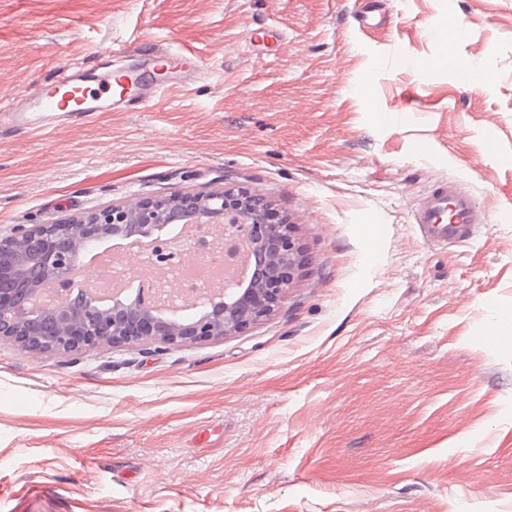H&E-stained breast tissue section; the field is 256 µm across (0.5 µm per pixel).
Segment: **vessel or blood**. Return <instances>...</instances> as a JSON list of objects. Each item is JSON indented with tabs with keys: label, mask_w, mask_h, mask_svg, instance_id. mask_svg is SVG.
<instances>
[{
	"label": "vessel or blood",
	"mask_w": 512,
	"mask_h": 512,
	"mask_svg": "<svg viewBox=\"0 0 512 512\" xmlns=\"http://www.w3.org/2000/svg\"><path fill=\"white\" fill-rule=\"evenodd\" d=\"M148 65L190 75L203 69L204 60L196 52L186 50L157 61L149 60ZM132 79V74L126 71L113 73L112 52L104 50L97 69L71 65L60 68L51 82L12 107L11 123L29 132H41L55 123L76 121L94 112L137 108L151 99L152 91L144 89L135 99L123 95L125 83ZM414 219L422 241L439 247L468 242L475 225L486 223L487 216L479 210L472 194L448 182L431 191L416 210Z\"/></svg>",
	"instance_id": "1"
}]
</instances>
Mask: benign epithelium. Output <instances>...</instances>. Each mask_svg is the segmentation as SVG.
Segmentation results:
<instances>
[{"instance_id": "obj_1", "label": "benign epithelium", "mask_w": 512, "mask_h": 512, "mask_svg": "<svg viewBox=\"0 0 512 512\" xmlns=\"http://www.w3.org/2000/svg\"><path fill=\"white\" fill-rule=\"evenodd\" d=\"M264 200L242 190L178 191L131 199L66 221L17 224L0 237V341L32 354H70L102 343L130 345L160 341L196 344L240 332L271 315L293 278L299 248L293 225L273 224ZM193 224L218 242L228 232L251 245V277L239 288H213L196 295L197 312L169 306L144 288L135 296L100 308L82 292H67L71 269L92 244L123 240L135 244L167 227ZM153 252L140 260L146 284L181 249L175 238H154Z\"/></svg>"}]
</instances>
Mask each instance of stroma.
<instances>
[{
    "instance_id": "stroma-1",
    "label": "stroma",
    "mask_w": 512,
    "mask_h": 512,
    "mask_svg": "<svg viewBox=\"0 0 512 512\" xmlns=\"http://www.w3.org/2000/svg\"><path fill=\"white\" fill-rule=\"evenodd\" d=\"M436 19L462 33L445 67ZM107 47L207 68L0 132V235L225 186L302 262L221 339L0 342V512H512V341H484L512 314V0H0V108ZM448 179L489 221L432 248L412 209Z\"/></svg>"
}]
</instances>
